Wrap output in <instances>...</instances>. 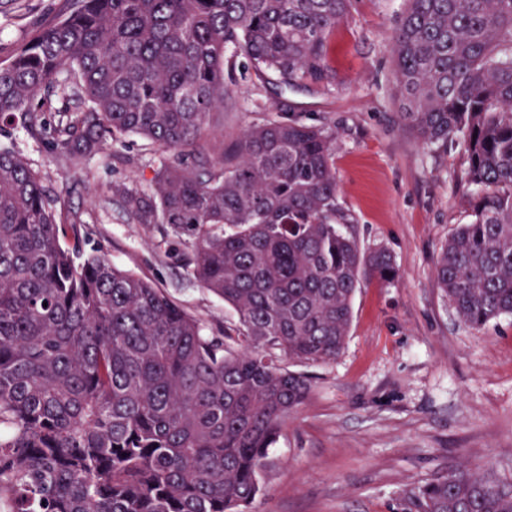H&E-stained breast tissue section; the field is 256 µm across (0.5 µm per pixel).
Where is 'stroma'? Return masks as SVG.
I'll list each match as a JSON object with an SVG mask.
<instances>
[{"mask_svg": "<svg viewBox=\"0 0 512 512\" xmlns=\"http://www.w3.org/2000/svg\"><path fill=\"white\" fill-rule=\"evenodd\" d=\"M73 0H0V63ZM406 0H358L331 34L332 86L277 89L239 56L224 100V136L290 115L336 132L339 201L364 248H385L398 277L362 281L342 352L326 363L285 361L310 380L260 475L247 512H409V490L458 461L512 482V317L465 326L435 277L448 237L467 223L475 188L463 144L425 146L400 120L392 36ZM77 217L83 250L167 293L205 332L234 311L188 273L186 248L161 224L129 219L117 194L146 188L154 151L136 135L110 158L61 165L23 125L0 129Z\"/></svg>", "mask_w": 512, "mask_h": 512, "instance_id": "obj_1", "label": "stroma"}]
</instances>
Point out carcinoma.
<instances>
[{"label": "carcinoma", "instance_id": "carcinoma-1", "mask_svg": "<svg viewBox=\"0 0 512 512\" xmlns=\"http://www.w3.org/2000/svg\"><path fill=\"white\" fill-rule=\"evenodd\" d=\"M353 0H75L0 65V124L50 130L83 167L126 135L155 148L138 224L185 238L192 277L237 323L207 336L161 289L81 257L76 220L0 147V512H244L310 391L280 365L336 358L363 278L396 275L338 201L336 137L294 117L209 138L231 51L288 87L329 85ZM400 119L465 146L481 192L435 277L466 326L512 315V0H408L392 37ZM69 97L56 106L53 88ZM54 111L47 125L42 114ZM416 512H512V484L461 464Z\"/></svg>", "mask_w": 512, "mask_h": 512}]
</instances>
